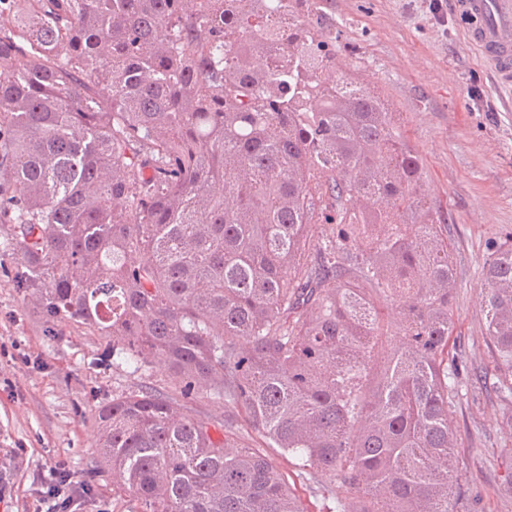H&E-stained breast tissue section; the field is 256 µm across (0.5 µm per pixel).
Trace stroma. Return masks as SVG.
Here are the masks:
<instances>
[{"instance_id": "35a3bbf8", "label": "stroma", "mask_w": 512, "mask_h": 512, "mask_svg": "<svg viewBox=\"0 0 512 512\" xmlns=\"http://www.w3.org/2000/svg\"><path fill=\"white\" fill-rule=\"evenodd\" d=\"M443 20L429 0H313L302 23L323 31L336 61L380 94L423 162L425 191L448 219L456 288L450 338L463 381L454 414L469 512H512L498 487L512 480V425L476 378L492 368L480 306L482 267L512 236V88L500 87L466 42L450 0ZM11 224H0V512H32L48 464L61 458L89 480L79 512H132L97 465L96 412L115 392L150 384L178 395L162 363L149 375L99 364L111 337L73 321L45 322L14 285Z\"/></svg>"}]
</instances>
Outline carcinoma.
I'll return each instance as SVG.
<instances>
[{"label": "carcinoma", "instance_id": "obj_1", "mask_svg": "<svg viewBox=\"0 0 512 512\" xmlns=\"http://www.w3.org/2000/svg\"><path fill=\"white\" fill-rule=\"evenodd\" d=\"M0 223L42 318L153 386L98 409L138 512H467L448 223L396 113L291 0H0ZM481 375L512 400V237L483 266ZM398 340H393V337ZM184 413L192 418L200 419L208 422L213 431L224 433V401L217 399H209L205 395H200L195 400L186 403ZM216 429V430H215ZM271 457L279 469L285 474L288 479V483L293 487L295 481L296 494L300 496L304 507L308 512H324L323 505L320 501H316L311 497L308 491H305L304 486L298 483L295 475L298 471V465L300 461L292 457H281L272 448H262Z\"/></svg>", "mask_w": 512, "mask_h": 512}]
</instances>
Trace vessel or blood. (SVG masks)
I'll list each match as a JSON object with an SVG mask.
<instances>
[{
    "mask_svg": "<svg viewBox=\"0 0 512 512\" xmlns=\"http://www.w3.org/2000/svg\"><path fill=\"white\" fill-rule=\"evenodd\" d=\"M465 38L500 85L512 87V0H452Z\"/></svg>",
    "mask_w": 512,
    "mask_h": 512,
    "instance_id": "1",
    "label": "vessel or blood"
}]
</instances>
